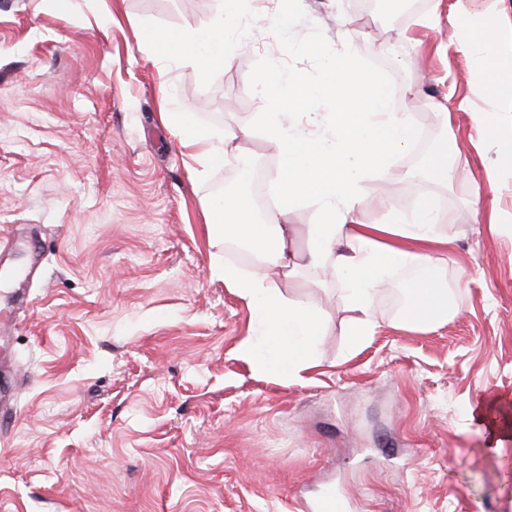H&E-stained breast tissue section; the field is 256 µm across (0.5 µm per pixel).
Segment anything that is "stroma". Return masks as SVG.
<instances>
[{
	"label": "stroma",
	"mask_w": 512,
	"mask_h": 512,
	"mask_svg": "<svg viewBox=\"0 0 512 512\" xmlns=\"http://www.w3.org/2000/svg\"><path fill=\"white\" fill-rule=\"evenodd\" d=\"M222 8L0 0V306L30 297L0 335L16 392L0 512H302L331 485L352 512H512V445L488 453L469 413L481 396L512 397V223L487 222L490 209L512 212V143L472 127L483 103L454 38L455 0L404 11L300 0L287 45L265 23L282 0H249L250 49L209 78L142 50L146 31L202 28ZM344 18L365 77L424 138L398 157L406 176L391 201L409 214L430 199L451 216L458 314L430 333L396 328L414 276L402 272L379 296L377 333L351 354L335 284L293 289L330 326L318 366L287 386L238 356L254 320L210 277L214 257L237 256L210 240L206 205L226 189L273 196L278 153L249 83L261 70L322 80L337 45L321 37ZM162 69L171 111L252 130L205 181L190 182L160 119ZM449 135L468 171L443 183L426 160ZM490 165L504 174L499 193L477 197Z\"/></svg>",
	"instance_id": "35a3bbf8"
}]
</instances>
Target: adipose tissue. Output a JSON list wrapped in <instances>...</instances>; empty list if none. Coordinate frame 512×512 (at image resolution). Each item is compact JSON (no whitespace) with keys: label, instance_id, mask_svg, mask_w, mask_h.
<instances>
[{"label":"adipose tissue","instance_id":"ef3b65f1","mask_svg":"<svg viewBox=\"0 0 512 512\" xmlns=\"http://www.w3.org/2000/svg\"><path fill=\"white\" fill-rule=\"evenodd\" d=\"M501 3L457 0L456 12L464 21L459 46L471 55L475 92L490 105L473 119L505 131L512 129V83L502 81L500 67L505 56H512V24L489 26L501 14ZM240 8L241 0H224L223 11L206 27L150 30L143 44L154 54L186 55L203 75L219 74L234 52L250 45L236 34ZM336 38L341 47L321 83L296 75L283 90L264 73L251 81L264 102L265 134L280 159L275 200L262 219H255L247 200L232 193L217 196L209 206L210 234L242 247L252 258L247 271L218 261L210 268L212 278L244 300L256 319L255 336L243 340L238 353L255 374L286 384L317 366L329 320L313 303L283 293L273 272L299 278L308 269L331 271L348 313L345 334L353 351L375 335L382 320L381 287L400 271L421 268L425 274L408 283L395 320L398 328L430 332L455 313L443 286L453 241L450 222L431 201L410 216L394 211L389 196L374 186L380 176L397 179L395 159L412 148L416 129L407 113L392 109L385 86L364 77L354 33L340 29ZM317 99L331 110L323 118V132L311 136L300 125L304 110ZM162 118L175 129L189 159L188 175L196 182L252 134L244 126L213 132L188 112H166ZM304 202L316 205L318 221L299 232L289 217ZM369 209L378 214L377 222L363 221ZM476 416L488 451L501 452L512 441V400L494 397L477 408Z\"/></svg>","mask_w":512,"mask_h":512}]
</instances>
